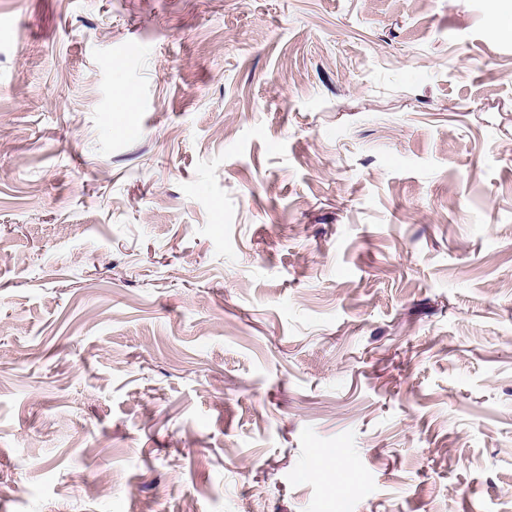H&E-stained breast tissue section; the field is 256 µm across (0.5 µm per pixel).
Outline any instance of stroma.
Here are the masks:
<instances>
[{
	"mask_svg": "<svg viewBox=\"0 0 512 512\" xmlns=\"http://www.w3.org/2000/svg\"><path fill=\"white\" fill-rule=\"evenodd\" d=\"M0 512H512V0H0Z\"/></svg>",
	"mask_w": 512,
	"mask_h": 512,
	"instance_id": "stroma-1",
	"label": "stroma"
}]
</instances>
